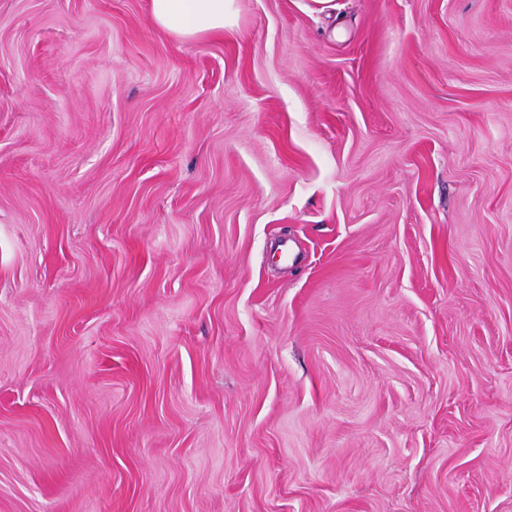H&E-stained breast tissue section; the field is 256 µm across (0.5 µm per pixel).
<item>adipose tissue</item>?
Segmentation results:
<instances>
[{"label":"adipose tissue","mask_w":512,"mask_h":512,"mask_svg":"<svg viewBox=\"0 0 512 512\" xmlns=\"http://www.w3.org/2000/svg\"><path fill=\"white\" fill-rule=\"evenodd\" d=\"M234 0H150V17L163 33L191 39L220 37L231 25Z\"/></svg>","instance_id":"obj_1"}]
</instances>
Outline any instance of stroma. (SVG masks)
<instances>
[{
    "label": "stroma",
    "mask_w": 512,
    "mask_h": 512,
    "mask_svg": "<svg viewBox=\"0 0 512 512\" xmlns=\"http://www.w3.org/2000/svg\"><path fill=\"white\" fill-rule=\"evenodd\" d=\"M0 512H512V0H0ZM234 0H150V17L163 33L191 39L220 37L232 24Z\"/></svg>",
    "instance_id": "obj_1"
}]
</instances>
